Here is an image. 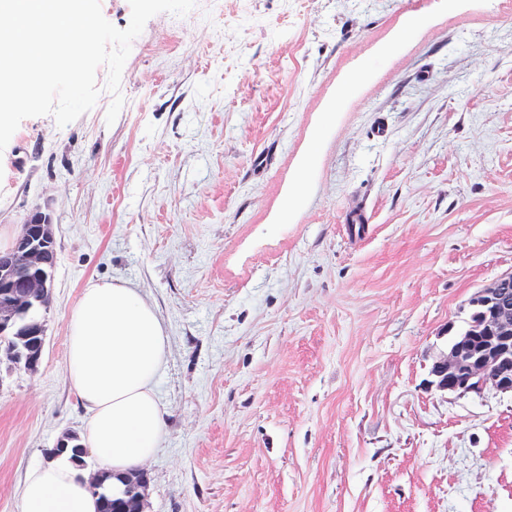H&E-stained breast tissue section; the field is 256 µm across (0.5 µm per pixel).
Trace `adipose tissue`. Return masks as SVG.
Here are the masks:
<instances>
[{
    "label": "adipose tissue",
    "mask_w": 512,
    "mask_h": 512,
    "mask_svg": "<svg viewBox=\"0 0 512 512\" xmlns=\"http://www.w3.org/2000/svg\"><path fill=\"white\" fill-rule=\"evenodd\" d=\"M167 336L136 289L109 282L88 286L70 313L67 377L87 420L81 444L114 478L140 469L160 447L164 412L153 382ZM98 498L68 458L31 468L16 494V512H97Z\"/></svg>",
    "instance_id": "1"
}]
</instances>
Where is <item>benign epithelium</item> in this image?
Returning a JSON list of instances; mask_svg holds the SVG:
<instances>
[{
  "label": "benign epithelium",
  "instance_id": "benign-epithelium-1",
  "mask_svg": "<svg viewBox=\"0 0 512 512\" xmlns=\"http://www.w3.org/2000/svg\"><path fill=\"white\" fill-rule=\"evenodd\" d=\"M50 217L31 212L20 234L0 251V332L20 322L28 302L50 288L47 255L53 249ZM480 317L477 330L459 336L434 362L429 386L449 393L492 388L512 394V273L479 289L470 302Z\"/></svg>",
  "mask_w": 512,
  "mask_h": 512
}]
</instances>
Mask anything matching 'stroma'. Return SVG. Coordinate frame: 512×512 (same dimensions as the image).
<instances>
[{"label": "stroma", "mask_w": 512, "mask_h": 512, "mask_svg": "<svg viewBox=\"0 0 512 512\" xmlns=\"http://www.w3.org/2000/svg\"><path fill=\"white\" fill-rule=\"evenodd\" d=\"M222 3L148 20L114 123L102 66L0 152V235L38 209L56 246L41 363L0 362V512L83 430L66 336L99 281L168 338L144 512H512V395L428 386L512 272V0Z\"/></svg>", "instance_id": "obj_1"}]
</instances>
